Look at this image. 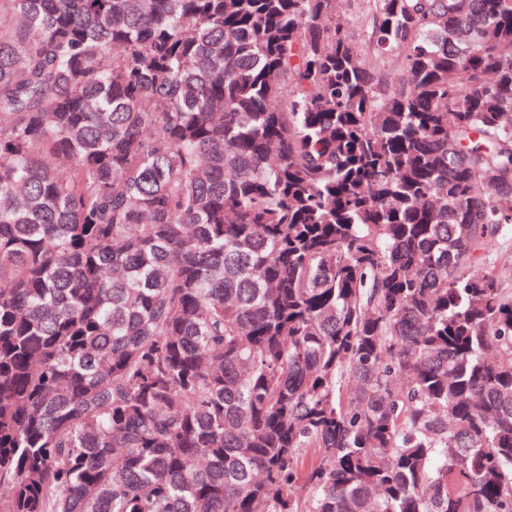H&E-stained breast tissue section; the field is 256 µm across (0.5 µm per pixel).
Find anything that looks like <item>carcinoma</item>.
<instances>
[{"instance_id":"carcinoma-1","label":"carcinoma","mask_w":512,"mask_h":512,"mask_svg":"<svg viewBox=\"0 0 512 512\" xmlns=\"http://www.w3.org/2000/svg\"><path fill=\"white\" fill-rule=\"evenodd\" d=\"M366 16L0 0V512H512V0ZM366 9L367 3L363 0H344L342 5L343 15L350 20L349 32L355 45H360L364 39L362 18Z\"/></svg>"}]
</instances>
